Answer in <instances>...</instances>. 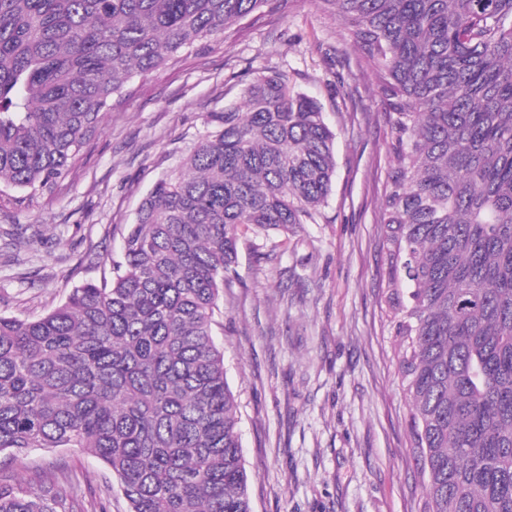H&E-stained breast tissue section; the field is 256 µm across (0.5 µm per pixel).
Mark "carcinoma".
Wrapping results in <instances>:
<instances>
[{"label": "carcinoma", "mask_w": 512, "mask_h": 512, "mask_svg": "<svg viewBox=\"0 0 512 512\" xmlns=\"http://www.w3.org/2000/svg\"><path fill=\"white\" fill-rule=\"evenodd\" d=\"M268 0H0V189L69 177L127 82ZM389 112L381 229L420 512H512V0H313ZM128 225L111 278L35 318L0 313V512H111L64 493L77 448L129 512H253L238 402L215 339L240 228L316 223L335 133L283 74L245 85ZM56 460H65L70 464L71 469L79 476L82 488L84 476L89 477L95 486L104 483L103 476L106 471L102 464L96 458L75 448L34 449L13 465L18 472L28 476L36 470L52 465Z\"/></svg>", "instance_id": "obj_1"}]
</instances>
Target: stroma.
<instances>
[{"mask_svg":"<svg viewBox=\"0 0 512 512\" xmlns=\"http://www.w3.org/2000/svg\"><path fill=\"white\" fill-rule=\"evenodd\" d=\"M359 60L335 15L273 0L220 44L134 77L55 193L0 194V312L35 317L121 261L147 193L246 83L279 72L320 101L336 134L328 201L294 234L242 235L215 316L254 512H419L423 498L385 304L386 106ZM58 460L103 484L102 464L75 448L35 449L15 468Z\"/></svg>","mask_w":512,"mask_h":512,"instance_id":"obj_1","label":"stroma"}]
</instances>
